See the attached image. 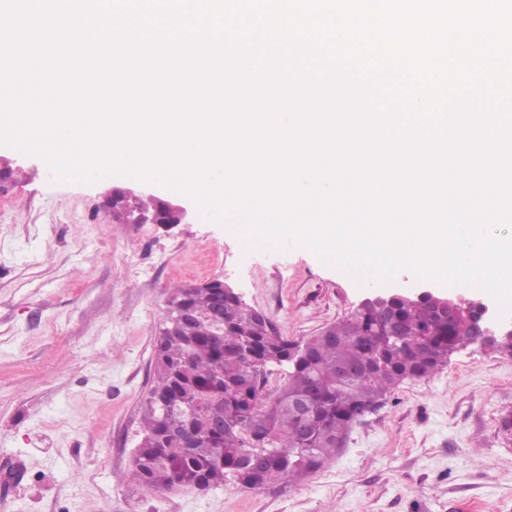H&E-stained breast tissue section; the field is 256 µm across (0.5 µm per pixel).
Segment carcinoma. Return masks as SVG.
Masks as SVG:
<instances>
[{
	"mask_svg": "<svg viewBox=\"0 0 512 512\" xmlns=\"http://www.w3.org/2000/svg\"><path fill=\"white\" fill-rule=\"evenodd\" d=\"M222 283L170 289L171 306L208 310ZM447 298L401 296L385 308L358 307L316 336L292 341L241 299L224 295V335L190 319L157 336L154 381L143 395V436L131 479L155 490L180 485L246 489L291 485L332 458L368 408L406 379L429 376L476 344L467 310ZM395 323L405 335L388 332ZM286 382L263 388L273 368ZM224 430L213 429V415ZM196 436L184 448L179 436Z\"/></svg>",
	"mask_w": 512,
	"mask_h": 512,
	"instance_id": "1",
	"label": "carcinoma"
}]
</instances>
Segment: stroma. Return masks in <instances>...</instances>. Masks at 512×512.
I'll list each match as a JSON object with an SVG mask.
<instances>
[{
    "label": "stroma",
    "mask_w": 512,
    "mask_h": 512,
    "mask_svg": "<svg viewBox=\"0 0 512 512\" xmlns=\"http://www.w3.org/2000/svg\"><path fill=\"white\" fill-rule=\"evenodd\" d=\"M19 175L0 197V505L6 512H512V356L471 345L403 381L344 448L285 487L156 491L130 477L141 398L168 290L221 278L280 335L302 340L374 293L478 288L418 281L358 286L307 248L245 250L201 218L167 229L115 224L111 182L58 181L0 146Z\"/></svg>",
    "instance_id": "obj_1"
}]
</instances>
